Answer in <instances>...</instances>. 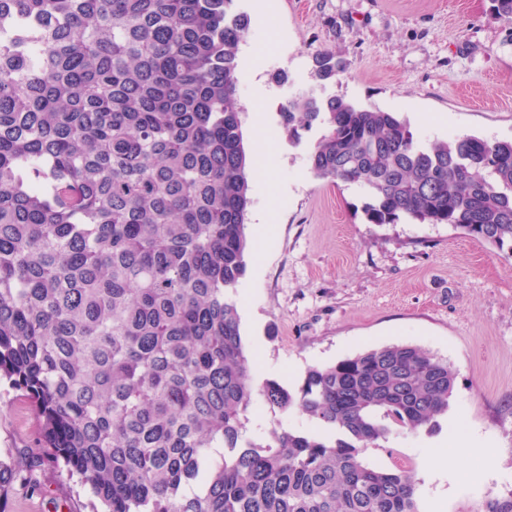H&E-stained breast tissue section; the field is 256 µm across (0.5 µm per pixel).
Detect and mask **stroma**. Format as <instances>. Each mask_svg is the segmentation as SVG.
<instances>
[{"label": "stroma", "mask_w": 512, "mask_h": 512, "mask_svg": "<svg viewBox=\"0 0 512 512\" xmlns=\"http://www.w3.org/2000/svg\"><path fill=\"white\" fill-rule=\"evenodd\" d=\"M251 29L240 66L245 113L269 119L273 176L253 179L250 249L235 299L257 378L298 385L308 368L361 351L408 343L430 349L457 372L440 425L491 440L493 461L460 454L466 479L431 480L426 432L366 449L373 466L403 460L419 478L420 512H487L512 497V258L445 224H371L363 189L315 178L308 165L321 127L292 145L280 134L289 95L335 94L399 113L422 142L475 135L512 138V22L491 0H238ZM330 51L345 69L318 80L314 58ZM283 72L287 83L273 76ZM268 215L260 223V215ZM42 435L27 404L0 387V512H88L76 480L42 460Z\"/></svg>", "instance_id": "1"}]
</instances>
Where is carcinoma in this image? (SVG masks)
<instances>
[{
  "label": "carcinoma",
  "mask_w": 512,
  "mask_h": 512,
  "mask_svg": "<svg viewBox=\"0 0 512 512\" xmlns=\"http://www.w3.org/2000/svg\"><path fill=\"white\" fill-rule=\"evenodd\" d=\"M236 0H0V386L91 512H419L411 468L362 451L431 433L456 374L393 344L295 389L255 382L230 297L246 273L251 161ZM344 70L315 57L321 81ZM315 178L367 190L370 224H448L512 257V139H415L336 95ZM306 426L249 432L257 403Z\"/></svg>",
  "instance_id": "1"
}]
</instances>
